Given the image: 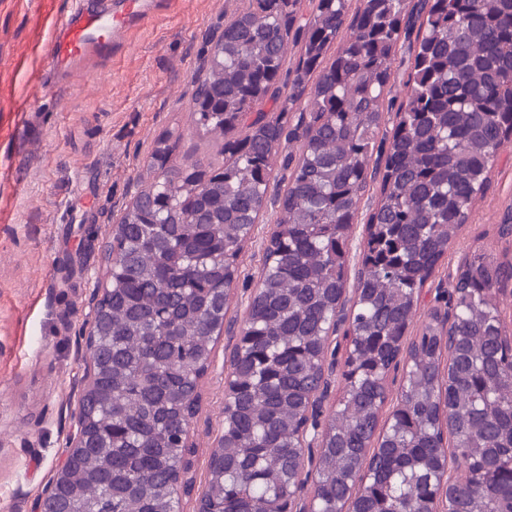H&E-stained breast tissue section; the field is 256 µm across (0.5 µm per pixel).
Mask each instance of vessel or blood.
I'll list each match as a JSON object with an SVG mask.
<instances>
[{
    "label": "vessel or blood",
    "mask_w": 512,
    "mask_h": 512,
    "mask_svg": "<svg viewBox=\"0 0 512 512\" xmlns=\"http://www.w3.org/2000/svg\"><path fill=\"white\" fill-rule=\"evenodd\" d=\"M168 4L169 0H116L108 7L100 0H85L60 22L50 43L46 83L63 82L89 56L115 52L133 28Z\"/></svg>",
    "instance_id": "obj_1"
}]
</instances>
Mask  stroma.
<instances>
[{
	"label": "stroma",
	"mask_w": 512,
	"mask_h": 512,
	"mask_svg": "<svg viewBox=\"0 0 512 512\" xmlns=\"http://www.w3.org/2000/svg\"><path fill=\"white\" fill-rule=\"evenodd\" d=\"M76 0H0V512H27L51 477L86 367L88 280L102 232L136 191L155 138L184 134L177 160L205 144L191 129L192 73L241 0H172L133 29L116 55L88 61L65 86L41 84L53 32ZM512 210V145L436 274L463 253L512 251L499 227ZM275 225L258 224L241 252L234 319H242ZM230 336L214 346L190 436L195 489L223 430Z\"/></svg>",
	"instance_id": "35a3bbf8"
}]
</instances>
